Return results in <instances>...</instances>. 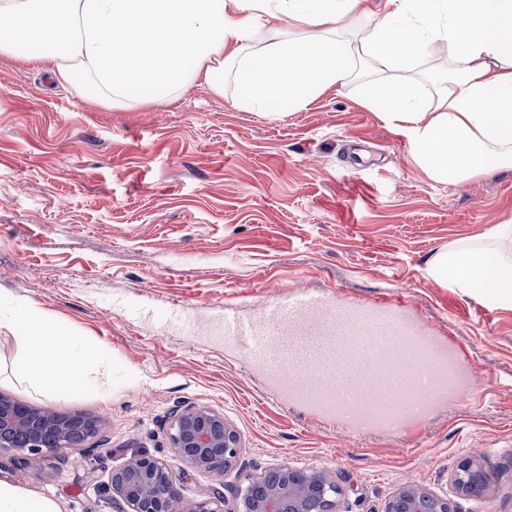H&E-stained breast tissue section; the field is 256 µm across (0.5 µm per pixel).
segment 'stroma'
I'll list each match as a JSON object with an SVG mask.
<instances>
[{"instance_id": "1", "label": "stroma", "mask_w": 512, "mask_h": 512, "mask_svg": "<svg viewBox=\"0 0 512 512\" xmlns=\"http://www.w3.org/2000/svg\"><path fill=\"white\" fill-rule=\"evenodd\" d=\"M337 81L280 117L241 108V90L192 84L170 100L122 108L59 86L36 63L0 57V293L35 305L106 355L80 389L23 380V346L0 330V394L53 412L101 414L86 448L25 466L0 454V480L54 498L61 512H123L97 482L126 456L165 460L185 501L269 468L327 472L341 512H385L406 481L442 494L458 460L484 457L485 499L458 512H512V310L427 274L434 254L494 224H512V172L455 185L429 181L405 137ZM368 150L367 167L344 161ZM310 292L375 304L403 292L449 337L465 390L408 435L325 428L268 399L249 353L213 337L225 305L251 315L274 294ZM194 317L185 331L158 315ZM191 403L240 434L236 467L196 472L169 446L167 418Z\"/></svg>"}]
</instances>
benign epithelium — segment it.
<instances>
[{
    "mask_svg": "<svg viewBox=\"0 0 512 512\" xmlns=\"http://www.w3.org/2000/svg\"><path fill=\"white\" fill-rule=\"evenodd\" d=\"M102 420L82 414H57L34 408L0 395V452L29 465L57 454L75 452L69 440L80 434L93 437ZM170 448L192 468L203 473L224 474L237 460L240 436L224 414L196 404L179 406L167 430ZM491 476L480 455H467L451 475L456 494L483 498ZM103 488L125 502L130 512H177L171 500L181 495L168 465L139 452L110 470ZM236 512H339L338 493L322 470L288 466L270 468L236 490ZM184 512H224V492L194 500ZM386 512H452L446 496L416 483L400 485L390 497Z\"/></svg>",
    "mask_w": 512,
    "mask_h": 512,
    "instance_id": "obj_1",
    "label": "benign epithelium"
}]
</instances>
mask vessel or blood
Masks as SVG:
<instances>
[{
	"instance_id": "vessel-or-blood-1",
	"label": "vessel or blood",
	"mask_w": 512,
	"mask_h": 512,
	"mask_svg": "<svg viewBox=\"0 0 512 512\" xmlns=\"http://www.w3.org/2000/svg\"><path fill=\"white\" fill-rule=\"evenodd\" d=\"M212 332L249 349L251 365L273 381L271 400L354 436L370 426L400 434L419 425L457 373L452 364L439 369L442 353L401 296L381 306L277 296L248 318L225 307Z\"/></svg>"
}]
</instances>
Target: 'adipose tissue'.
I'll return each instance as SVG.
<instances>
[{"instance_id": "ef3b65f1", "label": "adipose tissue", "mask_w": 512, "mask_h": 512, "mask_svg": "<svg viewBox=\"0 0 512 512\" xmlns=\"http://www.w3.org/2000/svg\"><path fill=\"white\" fill-rule=\"evenodd\" d=\"M0 17V55L40 63L64 87L81 78L87 98L110 106L210 86L228 68L246 89L242 106L277 117L359 72L373 78L362 105L407 138L431 182L512 171V0H385L380 12L368 0H0ZM266 18L287 36L248 51ZM344 19L355 37H336ZM439 41L447 73L409 76ZM427 273L512 310V224L441 249ZM1 328L21 332L24 376L40 390L82 387L101 362L31 304L0 299Z\"/></svg>"}]
</instances>
